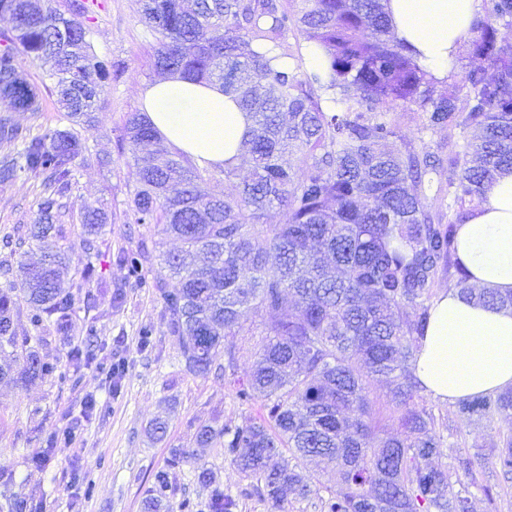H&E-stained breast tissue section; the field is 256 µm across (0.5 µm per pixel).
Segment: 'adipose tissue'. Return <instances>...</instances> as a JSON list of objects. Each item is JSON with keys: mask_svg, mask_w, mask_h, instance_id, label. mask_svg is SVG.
Masks as SVG:
<instances>
[{"mask_svg": "<svg viewBox=\"0 0 512 512\" xmlns=\"http://www.w3.org/2000/svg\"><path fill=\"white\" fill-rule=\"evenodd\" d=\"M481 0H389L397 40L444 81L475 35ZM142 112L165 143L199 165H237L251 125L233 96L214 84L165 79L142 94ZM460 263L472 284L512 293V173L500 176L457 234ZM415 373L433 397L456 401L512 386V309L477 305L454 287L435 298Z\"/></svg>", "mask_w": 512, "mask_h": 512, "instance_id": "adipose-tissue-1", "label": "adipose tissue"}]
</instances>
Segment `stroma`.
Masks as SVG:
<instances>
[{
  "mask_svg": "<svg viewBox=\"0 0 512 512\" xmlns=\"http://www.w3.org/2000/svg\"><path fill=\"white\" fill-rule=\"evenodd\" d=\"M140 0H96L83 17L91 31L95 51L112 62L107 92L94 125L80 133L98 160L78 167L72 195L59 219L64 236L59 246L67 253L65 282H78L88 257L81 246L80 224L85 209H98L109 216L100 239L96 266L103 276L119 279L121 270L111 265L110 256L119 248L134 247L145 229L124 221L127 203L138 187L136 168L123 139L129 113L140 111L142 92L156 82L152 66L157 41L140 17ZM22 77L39 90L40 109L15 110L9 98L0 96V115L41 135L58 127L61 114L43 88V70L23 63ZM401 135L417 150L447 154L454 145L465 144L471 131H424L425 114L417 106L402 103L388 114ZM41 187L27 176L0 183V261L16 264L19 256L34 261L40 253L26 243L22 254H14L11 242L24 236L26 225L38 218ZM95 323L96 335L86 333ZM151 328L150 345H142L140 332ZM91 351L93 358L73 369V348ZM41 353L54 358L66 380L49 379L22 383L0 379V504L6 497L40 502L42 512H144L143 499L157 472L167 471L171 491L165 512H181L183 499L208 512L212 486L196 477L198 468L209 469L225 494L236 501L234 512H274L272 504L257 490L258 481L244 477L224 455L223 445L198 447L200 426L222 428L261 420L262 400L241 401L227 377L197 376L180 362V342L171 336L163 319L162 303L148 288L128 289L121 309L110 307L108 294L95 297L93 307L77 303L72 330L66 339L45 331ZM123 358L125 372L112 384L103 369L111 359ZM95 409H86L87 400ZM438 428L460 448L476 453L488 444L493 429L478 415L461 413L457 402L425 396ZM164 419L162 437L148 432L155 419ZM77 426L73 444L53 448L48 463L33 467L30 459L42 446L46 433ZM183 448L193 457L176 469H168L170 449ZM482 486L493 489V499L480 490L472 496L473 512H512V479H504L494 468L478 473ZM92 493H85V483ZM215 483V484H216Z\"/></svg>",
  "mask_w": 512,
  "mask_h": 512,
  "instance_id": "35a3bbf8",
  "label": "stroma"
}]
</instances>
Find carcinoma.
Returning <instances> with one entry per match:
<instances>
[{
	"mask_svg": "<svg viewBox=\"0 0 512 512\" xmlns=\"http://www.w3.org/2000/svg\"><path fill=\"white\" fill-rule=\"evenodd\" d=\"M143 19L156 35L153 67L193 83H218L252 119L243 154L251 178L222 197L206 189V170L165 149L145 117L134 112L124 139L139 186L128 203L134 223L182 242L157 258L159 242L144 236L111 261L124 276L111 284L110 304L121 308L130 287L159 295L168 332L180 340L181 362L198 375L238 370L233 337L252 313L265 334L237 397L260 398L259 422L203 426L198 445L224 439V456L245 476L264 483L276 512L284 494L318 496L320 512H472L469 487L483 492L475 471L490 464L512 475V428L500 431L482 453L470 455L436 431L432 410L419 404L425 387L414 362L443 278L462 296L512 308L501 295L470 283L457 257V227L482 202L497 176L512 173V43H499L495 24L512 21V0H484L470 53L493 61L464 77L467 105L435 87L417 50L394 37L385 0H144ZM0 95L16 109L39 111L38 94L21 79L20 58L44 67L70 125L41 136L5 116L0 142L12 152L0 160V182L18 174L41 180L37 222L29 239L43 252L37 263L4 265L0 286V355L21 351L17 378L60 376L55 360L30 345L14 327L15 300L30 307L39 330L50 321L68 333L79 291L95 280L89 265L82 283L66 285L65 251L51 242L66 207L77 161L88 148L75 129L99 110L112 71L89 40L90 29L52 6V0H0ZM298 32L321 61L300 71L282 39ZM269 46L273 57L258 51ZM425 112L430 132L463 127L476 143L443 159L402 141L387 112L397 103ZM448 174L453 202L448 223L427 204L441 192L435 177ZM284 211L280 224H262L267 209ZM108 223L87 210L82 246L92 257ZM160 267L154 268L155 260ZM294 309L283 312L288 296ZM388 379L400 410L403 436L382 433L369 386ZM461 411L489 422L512 418V387L459 401ZM77 430L54 431L32 463L75 440ZM470 478L454 489L444 459ZM319 457L333 465L336 492L319 495L318 478L303 471ZM169 485L155 475L144 512H162ZM235 501L215 486L209 512H233Z\"/></svg>",
	"mask_w": 512,
	"mask_h": 512,
	"instance_id": "cac0c4a2",
	"label": "carcinoma"
}]
</instances>
